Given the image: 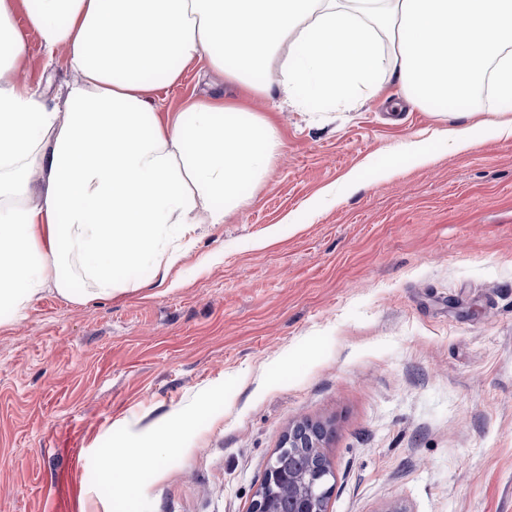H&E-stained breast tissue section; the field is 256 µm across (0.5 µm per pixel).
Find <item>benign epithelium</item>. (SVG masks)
I'll return each mask as SVG.
<instances>
[{
	"mask_svg": "<svg viewBox=\"0 0 512 512\" xmlns=\"http://www.w3.org/2000/svg\"><path fill=\"white\" fill-rule=\"evenodd\" d=\"M331 428L305 419L288 428L268 461L250 512H281V494H288L289 512H327L330 480L335 478L325 452Z\"/></svg>",
	"mask_w": 512,
	"mask_h": 512,
	"instance_id": "1",
	"label": "benign epithelium"
}]
</instances>
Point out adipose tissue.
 I'll return each mask as SVG.
<instances>
[{
    "instance_id": "1",
    "label": "adipose tissue",
    "mask_w": 512,
    "mask_h": 512,
    "mask_svg": "<svg viewBox=\"0 0 512 512\" xmlns=\"http://www.w3.org/2000/svg\"><path fill=\"white\" fill-rule=\"evenodd\" d=\"M24 25H17V14ZM67 57L62 103L28 79V37ZM206 62L224 84L284 93L303 111L380 92L412 106L471 100L482 121L448 128L463 149L512 133V0H0V311L24 318L47 287L94 294L148 267L169 273L201 225L220 224L264 174L274 128L223 96L161 116L157 93ZM184 420L153 448L112 449L98 480L176 453Z\"/></svg>"
}]
</instances>
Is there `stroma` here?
Instances as JSON below:
<instances>
[{"label":"stroma","instance_id":"35a3bbf8","mask_svg":"<svg viewBox=\"0 0 512 512\" xmlns=\"http://www.w3.org/2000/svg\"><path fill=\"white\" fill-rule=\"evenodd\" d=\"M27 69L61 100L62 53L30 38ZM223 89L192 66L158 107ZM244 103L279 147L168 278L0 317V512H250L303 419L332 428L328 512H512V135L449 149L447 119L388 78L314 112ZM419 139L424 167L400 151ZM188 408L163 478L99 484L111 449Z\"/></svg>","mask_w":512,"mask_h":512}]
</instances>
